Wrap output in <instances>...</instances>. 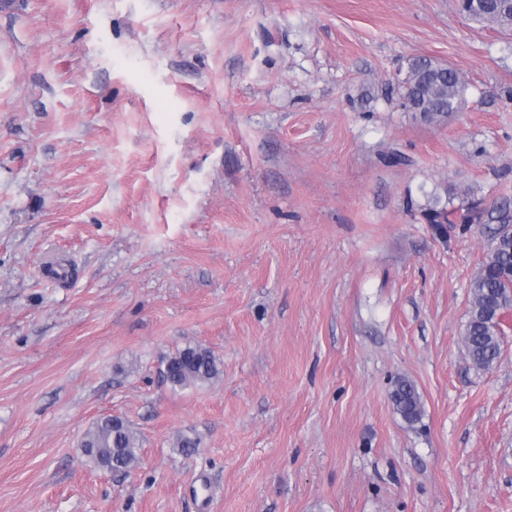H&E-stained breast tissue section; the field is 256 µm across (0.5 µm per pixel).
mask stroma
Segmentation results:
<instances>
[{"label":"stroma","mask_w":512,"mask_h":512,"mask_svg":"<svg viewBox=\"0 0 512 512\" xmlns=\"http://www.w3.org/2000/svg\"><path fill=\"white\" fill-rule=\"evenodd\" d=\"M441 184L480 221L427 224ZM504 215L512 27L460 0H0V512H512V311L463 344ZM189 344L222 374L175 391ZM402 104L428 123L441 121L461 108L465 86L452 67L429 58H413L401 86ZM391 400L397 412L411 425L420 421L422 407L415 384L408 379L396 382L391 392ZM83 454L96 468L128 474L140 462V438L132 425L120 417L97 419L81 443Z\"/></svg>","instance_id":"1"}]
</instances>
